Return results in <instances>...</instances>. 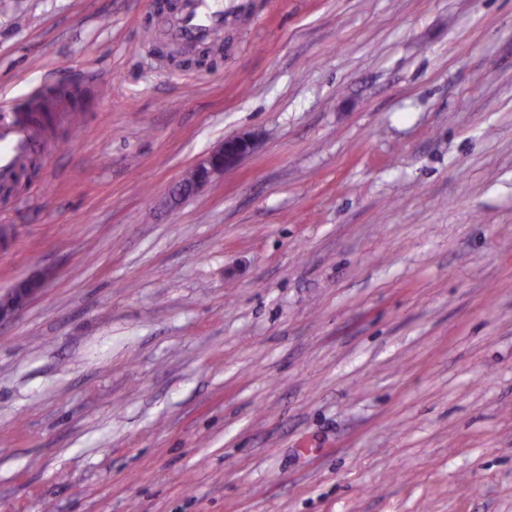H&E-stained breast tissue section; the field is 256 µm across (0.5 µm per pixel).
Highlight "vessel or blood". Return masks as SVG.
Returning <instances> with one entry per match:
<instances>
[{
  "label": "vessel or blood",
  "mask_w": 512,
  "mask_h": 512,
  "mask_svg": "<svg viewBox=\"0 0 512 512\" xmlns=\"http://www.w3.org/2000/svg\"><path fill=\"white\" fill-rule=\"evenodd\" d=\"M233 12L229 0H179L177 10L165 19V36L171 45L188 53L218 45ZM85 89V81L78 80L63 91L41 88L21 105L0 107V188L14 184L31 158L45 149L42 111L49 106L69 109L72 98Z\"/></svg>",
  "instance_id": "b4317fda"
}]
</instances>
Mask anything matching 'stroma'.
Segmentation results:
<instances>
[{
	"label": "stroma",
	"instance_id": "obj_1",
	"mask_svg": "<svg viewBox=\"0 0 512 512\" xmlns=\"http://www.w3.org/2000/svg\"><path fill=\"white\" fill-rule=\"evenodd\" d=\"M154 18L0 0V96L90 85L0 211V512H512V0ZM234 6L224 0H179L177 10L168 15L164 32L168 42L184 52L219 45ZM255 146L251 136H232L220 148L198 161L182 179L176 189L181 197L193 196L200 188L211 183L224 170L236 166ZM175 193V194H176ZM49 272H41L18 281L0 292V323L16 315L44 287Z\"/></svg>",
	"mask_w": 512,
	"mask_h": 512
}]
</instances>
